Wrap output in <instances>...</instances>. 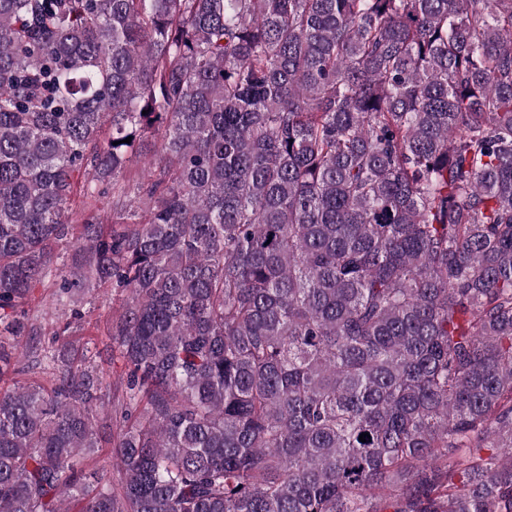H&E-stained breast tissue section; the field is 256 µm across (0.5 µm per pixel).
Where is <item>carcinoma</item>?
<instances>
[{"instance_id":"carcinoma-1","label":"carcinoma","mask_w":512,"mask_h":512,"mask_svg":"<svg viewBox=\"0 0 512 512\" xmlns=\"http://www.w3.org/2000/svg\"><path fill=\"white\" fill-rule=\"evenodd\" d=\"M9 373L0 512H512V0H0ZM50 290H44V288H36L33 297H32V303L31 305L33 307L38 308L39 310L46 309L49 311V314L45 317V319H40V325L42 328V335L39 336L41 338L42 342H47V340L51 337L48 336L49 332L52 331V328H55L56 322L61 321L62 318L64 319L65 316L62 315L61 311H55L54 306L52 308L49 306L51 303V297H49ZM111 288H98L83 301V312H85V323L75 333L76 336H69V339L82 347L91 350L97 373L103 381V385L111 392H121L122 377H125L126 368L115 354L112 361V349L109 346L108 337L105 336L106 326L111 319L113 307L118 302L114 300ZM99 355L95 356V353ZM99 426L101 429L102 448L96 449L94 453L81 455L80 464L86 470L90 472L109 470L112 468L113 473V459L110 458V450L112 446V422L105 418V416H99ZM112 460V461H111Z\"/></svg>"}]
</instances>
